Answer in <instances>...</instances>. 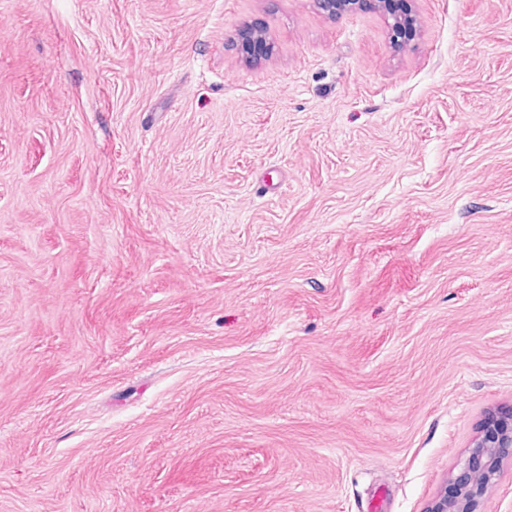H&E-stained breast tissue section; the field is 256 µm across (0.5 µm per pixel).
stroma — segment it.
<instances>
[{
    "label": "stroma",
    "instance_id": "1",
    "mask_svg": "<svg viewBox=\"0 0 512 512\" xmlns=\"http://www.w3.org/2000/svg\"><path fill=\"white\" fill-rule=\"evenodd\" d=\"M412 8L0 0V512L447 491L512 409V0ZM369 2L373 8L382 12L387 20L390 28L395 31L400 27L411 25L417 26L418 19L414 13L409 0H317L321 10L329 15L342 14L355 8L356 5ZM398 4L405 5L404 10L398 9Z\"/></svg>",
    "mask_w": 512,
    "mask_h": 512
}]
</instances>
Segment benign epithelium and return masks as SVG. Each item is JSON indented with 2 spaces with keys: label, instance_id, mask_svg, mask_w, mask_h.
Listing matches in <instances>:
<instances>
[{
  "label": "benign epithelium",
  "instance_id": "benign-epithelium-1",
  "mask_svg": "<svg viewBox=\"0 0 512 512\" xmlns=\"http://www.w3.org/2000/svg\"><path fill=\"white\" fill-rule=\"evenodd\" d=\"M366 1L386 16L393 30L407 25L414 27L418 23L410 0H317V3L327 14L337 15ZM511 452L512 410L488 416L483 434L473 443L462 471L455 479V494L436 498L427 512H477L478 498L496 476V460Z\"/></svg>",
  "mask_w": 512,
  "mask_h": 512
}]
</instances>
